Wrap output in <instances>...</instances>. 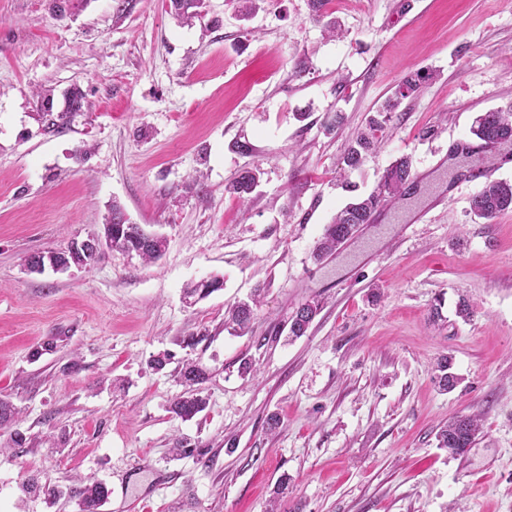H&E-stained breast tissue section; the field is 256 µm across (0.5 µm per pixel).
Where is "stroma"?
<instances>
[{
    "instance_id": "1",
    "label": "stroma",
    "mask_w": 512,
    "mask_h": 512,
    "mask_svg": "<svg viewBox=\"0 0 512 512\" xmlns=\"http://www.w3.org/2000/svg\"><path fill=\"white\" fill-rule=\"evenodd\" d=\"M409 2L331 0V38L309 0H206L190 25L165 0H0V400L19 410L0 424V512H77L23 490L73 476L107 484L98 512H266L283 478L279 512H512V210L470 209L477 164L512 183V141L488 152L471 133L512 108V0ZM417 70L434 77L347 170L357 132ZM74 87L85 107L58 128ZM403 155L411 189L315 260L325 225ZM247 169L243 205L226 187ZM116 205L166 237L159 261L110 250L25 270L102 233ZM257 288L251 332L231 335L226 309ZM313 299L321 312L288 340ZM193 333L204 341L182 349ZM163 351L209 372L192 420L169 411L176 361L149 366ZM443 356L460 378L447 393ZM473 412L479 436L449 456L437 432ZM182 438L195 455H172ZM321 309L322 305L318 300L305 302L298 307L295 314L290 319L288 337L298 338L303 336L316 316L320 313Z\"/></svg>"
}]
</instances>
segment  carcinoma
<instances>
[{"mask_svg": "<svg viewBox=\"0 0 512 512\" xmlns=\"http://www.w3.org/2000/svg\"><path fill=\"white\" fill-rule=\"evenodd\" d=\"M171 13L180 23L190 24L204 17L203 0H170ZM430 79V75L417 71L405 78L401 89L377 110V115L369 118L367 125L349 146L344 162L350 168L357 167L363 157L376 150L383 138L385 124L391 112L398 105L399 99L418 91ZM473 134L484 143L498 144L512 140V109L492 110L479 114L474 122ZM412 179V162L403 156L392 163L382 174L377 191L365 198L348 203L326 225L314 248V257L318 260L332 254L336 249L351 239L362 224L370 221L372 213L385 198L396 195L405 189ZM256 185V175L250 172L226 187V191L236 195L242 201L252 193ZM512 210V184L506 181L489 180L471 200L472 213L482 219L491 220L505 210ZM112 250L121 253H136L146 262H153L162 256L164 242L153 244L144 242L137 236L135 228L129 226L123 211L112 206ZM260 303V294H254L251 302H241L228 311L225 325L231 327L238 335L247 333L254 314V306ZM322 309L318 300L308 301L296 310L290 319L288 335L291 338L303 336ZM448 358L437 363V381L444 391L453 389L457 378L448 373ZM179 376L185 391L170 406V412L184 421L194 418L206 408V399L201 396L200 385L207 379L206 371L197 363L186 360L182 362ZM482 416L469 414L458 416L442 427L437 433L438 447L448 449L453 457L464 456L475 442L480 431ZM107 487L91 478L81 479L67 486L53 485L44 491L50 505L60 499L75 501L80 512H96L98 506L108 497Z\"/></svg>", "mask_w": 512, "mask_h": 512, "instance_id": "1", "label": "carcinoma"}]
</instances>
